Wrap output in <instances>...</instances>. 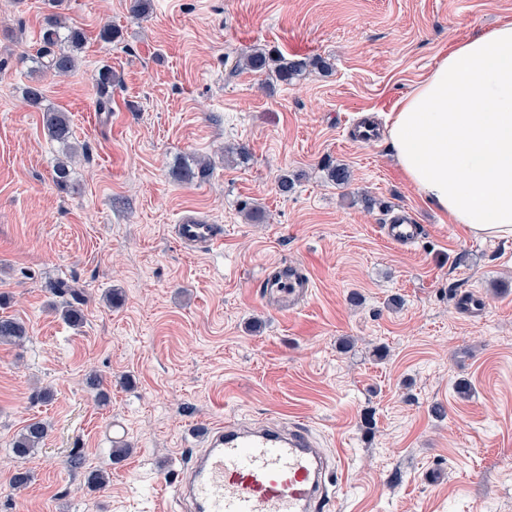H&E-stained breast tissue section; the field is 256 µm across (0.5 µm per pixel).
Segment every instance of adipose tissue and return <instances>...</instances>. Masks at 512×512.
<instances>
[{
	"label": "adipose tissue",
	"mask_w": 512,
	"mask_h": 512,
	"mask_svg": "<svg viewBox=\"0 0 512 512\" xmlns=\"http://www.w3.org/2000/svg\"><path fill=\"white\" fill-rule=\"evenodd\" d=\"M406 178L453 223L512 239V22L456 43L391 116Z\"/></svg>",
	"instance_id": "obj_1"
}]
</instances>
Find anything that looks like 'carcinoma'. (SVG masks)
I'll use <instances>...</instances> for the list:
<instances>
[{"label":"carcinoma","instance_id":"obj_1","mask_svg":"<svg viewBox=\"0 0 512 512\" xmlns=\"http://www.w3.org/2000/svg\"><path fill=\"white\" fill-rule=\"evenodd\" d=\"M85 34L82 29L71 26L65 17L52 13L44 18L39 30L40 47L36 55L29 57L32 63L31 73L51 72L66 75L72 72L78 63V54L83 49ZM330 70L331 64L320 57L294 58L275 56L264 48L254 47L240 58V66L254 73L272 71L276 78L289 84L309 66ZM114 75L112 67L104 66L97 74L96 85L99 91L98 111H111L109 88ZM27 105L43 113L44 129L50 141L63 148V158L55 165L52 180L58 189L64 191L71 184L73 129L67 113L50 108L44 104V91L39 81L24 88ZM210 171L209 163L198 157L183 160L175 170V177L183 182L203 179ZM27 338L24 324L14 317L0 316V343L19 345ZM48 434V424L33 417L19 431L12 448L17 456H27L39 448Z\"/></svg>","mask_w":512,"mask_h":512}]
</instances>
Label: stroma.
Returning a JSON list of instances; mask_svg holds the SVG:
<instances>
[{"label": "stroma", "instance_id": "stroma-1", "mask_svg": "<svg viewBox=\"0 0 512 512\" xmlns=\"http://www.w3.org/2000/svg\"><path fill=\"white\" fill-rule=\"evenodd\" d=\"M56 10L86 36L74 71L40 80L73 124L67 191L51 180L61 149L23 99V59ZM507 21L512 0H152L139 20L130 0H0V315L28 329L0 344V512H186L175 476L193 432L227 419L296 422L340 455L330 512H512V239L450 223L386 138L350 139L385 130L454 43ZM107 23L120 40L100 41ZM257 45L332 69L291 84L238 69ZM105 65L118 80L100 113L91 76ZM238 146L247 163L228 155ZM192 156L209 176L177 181ZM337 164L347 184L329 179ZM399 210L423 225L416 244L387 240ZM186 218L220 225L222 243H183ZM275 261L312 280L289 314L256 292ZM59 280L78 290L80 326L53 309ZM468 292L481 315L458 308ZM32 416L48 435L16 456ZM19 468L35 478L18 490ZM93 470L104 489L87 486Z\"/></svg>", "mask_w": 512, "mask_h": 512}]
</instances>
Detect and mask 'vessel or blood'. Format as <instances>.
I'll list each match as a JSON object with an SVG mask.
<instances>
[{"instance_id": "1", "label": "vessel or blood", "mask_w": 512, "mask_h": 512, "mask_svg": "<svg viewBox=\"0 0 512 512\" xmlns=\"http://www.w3.org/2000/svg\"><path fill=\"white\" fill-rule=\"evenodd\" d=\"M387 237L416 243L422 227L408 214L394 215ZM179 238L196 248L221 240L218 225L187 219ZM312 281L293 263L277 262L259 281L261 301L279 313L294 311L311 292ZM338 467L329 466L301 426L219 424L178 484L193 512H326Z\"/></svg>"}]
</instances>
